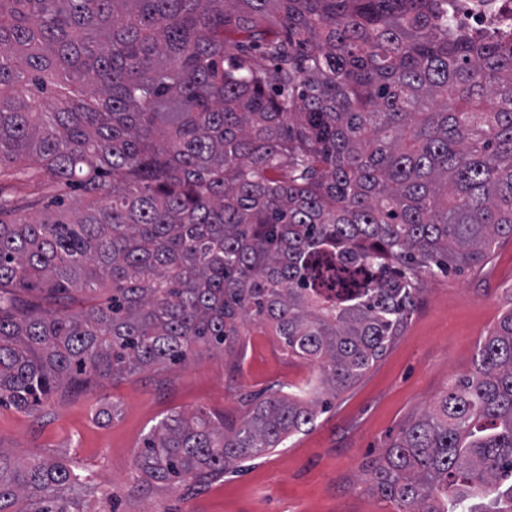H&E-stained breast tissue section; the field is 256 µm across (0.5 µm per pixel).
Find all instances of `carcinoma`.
Here are the masks:
<instances>
[{
	"label": "carcinoma",
	"mask_w": 512,
	"mask_h": 512,
	"mask_svg": "<svg viewBox=\"0 0 512 512\" xmlns=\"http://www.w3.org/2000/svg\"><path fill=\"white\" fill-rule=\"evenodd\" d=\"M3 183L0 405L229 351L247 318L335 396L419 274L512 236V37L455 30L448 0H0ZM248 405L164 419L137 491L266 455L325 403ZM367 472L396 512H512V309ZM89 493L0 448V512Z\"/></svg>",
	"instance_id": "carcinoma-1"
}]
</instances>
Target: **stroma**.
Segmentation results:
<instances>
[{"instance_id":"stroma-1","label":"stroma","mask_w":512,"mask_h":512,"mask_svg":"<svg viewBox=\"0 0 512 512\" xmlns=\"http://www.w3.org/2000/svg\"><path fill=\"white\" fill-rule=\"evenodd\" d=\"M512 307V238L461 273L424 276L413 313L386 354L280 448L201 484L134 491L143 440L174 412L240 422L245 393L310 389L318 371L288 355L270 329L246 322L232 351L199 350L187 364L56 393L37 411L0 406V448L22 458H67L87 476L83 512H394L365 467L399 428L474 367L479 342ZM115 404L111 418L98 417Z\"/></svg>"}]
</instances>
